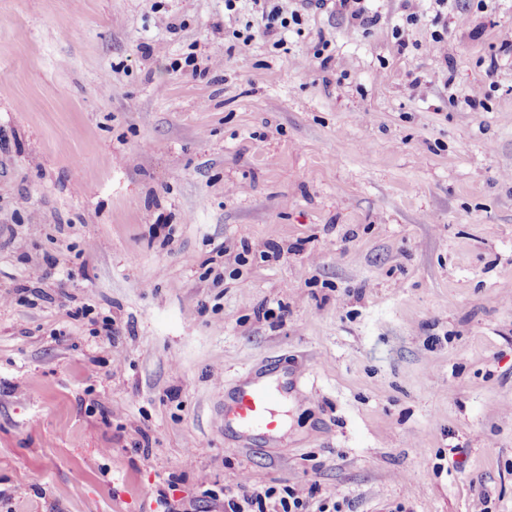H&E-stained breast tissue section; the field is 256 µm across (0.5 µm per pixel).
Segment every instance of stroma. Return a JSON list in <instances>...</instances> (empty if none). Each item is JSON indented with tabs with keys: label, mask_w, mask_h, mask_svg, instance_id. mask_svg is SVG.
<instances>
[{
	"label": "stroma",
	"mask_w": 512,
	"mask_h": 512,
	"mask_svg": "<svg viewBox=\"0 0 512 512\" xmlns=\"http://www.w3.org/2000/svg\"><path fill=\"white\" fill-rule=\"evenodd\" d=\"M367 5L0 0V512H512V0ZM328 2H334V6L341 14L349 15L352 20L359 21L360 25L372 26L377 22L375 15H368L365 7L362 5L364 0H316L315 3H309L316 9L327 7ZM336 2V3H335ZM233 422L248 432L257 429L272 430L274 420V406L276 398L270 388L265 385L254 384L247 388L239 387L233 396ZM249 482L248 478L241 479L236 491L224 488L225 512H308L309 499H313L316 493L313 485L307 492L288 484L260 491L251 488Z\"/></svg>",
	"instance_id": "obj_1"
}]
</instances>
